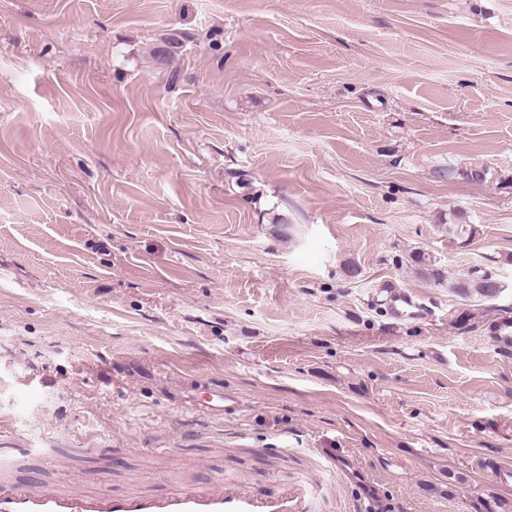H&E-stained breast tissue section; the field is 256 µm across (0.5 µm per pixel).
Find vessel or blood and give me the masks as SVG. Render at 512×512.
<instances>
[{
    "label": "vessel or blood",
    "instance_id": "obj_1",
    "mask_svg": "<svg viewBox=\"0 0 512 512\" xmlns=\"http://www.w3.org/2000/svg\"><path fill=\"white\" fill-rule=\"evenodd\" d=\"M388 311L393 319L418 316L421 307L409 295L390 293ZM489 339L500 353L512 352V319L489 327ZM321 489L300 481L276 493L262 492L247 483L216 486L186 483L162 495L132 492L121 496L108 491L84 493L59 483L38 479L20 483L8 468L0 469V512H316Z\"/></svg>",
    "mask_w": 512,
    "mask_h": 512
}]
</instances>
